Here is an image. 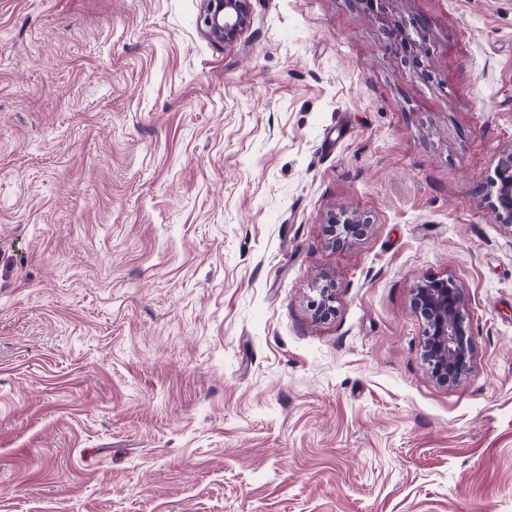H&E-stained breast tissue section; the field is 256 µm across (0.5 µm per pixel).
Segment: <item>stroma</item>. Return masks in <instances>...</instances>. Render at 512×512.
I'll return each instance as SVG.
<instances>
[{"instance_id": "35a3bbf8", "label": "stroma", "mask_w": 512, "mask_h": 512, "mask_svg": "<svg viewBox=\"0 0 512 512\" xmlns=\"http://www.w3.org/2000/svg\"><path fill=\"white\" fill-rule=\"evenodd\" d=\"M202 9L0 0V512H512V0ZM200 24L208 39L232 42L251 19L250 0H203ZM476 195L489 200L495 222L512 232V149L497 155L488 184ZM371 226L370 217L347 209L332 213L324 223V233L329 243L337 245L359 239L367 234ZM412 304L422 322V355L433 377L443 386L459 382L473 354L462 289L449 276L425 279L415 287ZM318 297L312 300L315 313L322 319L331 318L335 314V288L332 284L326 283L317 288Z\"/></svg>"}]
</instances>
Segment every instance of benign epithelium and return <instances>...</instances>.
<instances>
[{"label":"benign epithelium","instance_id":"benign-epithelium-1","mask_svg":"<svg viewBox=\"0 0 512 512\" xmlns=\"http://www.w3.org/2000/svg\"><path fill=\"white\" fill-rule=\"evenodd\" d=\"M200 24L207 38L232 42L251 19V0H203ZM477 196L489 200L495 222L512 232V149L500 152L493 174ZM370 217L343 209L332 213L324 223L329 243L337 245L367 234ZM312 300L315 313L322 319L335 314V288L326 283L317 288ZM412 304L422 322V355L435 380L453 385L470 370L473 354L472 328L467 319L462 289L451 278H429L414 289Z\"/></svg>","mask_w":512,"mask_h":512}]
</instances>
